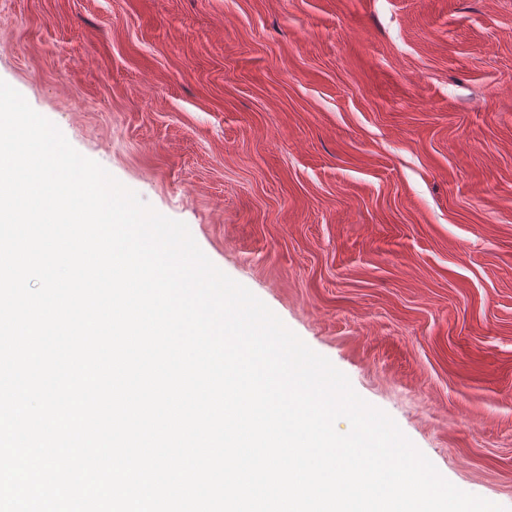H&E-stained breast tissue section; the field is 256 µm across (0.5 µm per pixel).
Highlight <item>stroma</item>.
<instances>
[{
  "instance_id": "1",
  "label": "stroma",
  "mask_w": 512,
  "mask_h": 512,
  "mask_svg": "<svg viewBox=\"0 0 512 512\" xmlns=\"http://www.w3.org/2000/svg\"><path fill=\"white\" fill-rule=\"evenodd\" d=\"M0 80L512 512V0H0Z\"/></svg>"
}]
</instances>
